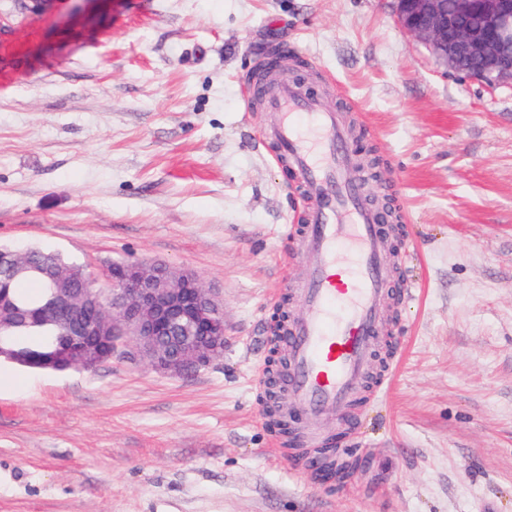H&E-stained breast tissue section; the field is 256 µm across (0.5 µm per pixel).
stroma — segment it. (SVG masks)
<instances>
[{"mask_svg": "<svg viewBox=\"0 0 512 512\" xmlns=\"http://www.w3.org/2000/svg\"><path fill=\"white\" fill-rule=\"evenodd\" d=\"M287 46L396 201L412 299L338 486L270 453L253 385L302 201L245 89ZM0 243L218 289L224 356L0 363V512H512V89L437 65L393 0H0Z\"/></svg>", "mask_w": 512, "mask_h": 512, "instance_id": "35a3bbf8", "label": "stroma"}]
</instances>
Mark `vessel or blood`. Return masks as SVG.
<instances>
[{
	"label": "vessel or blood",
	"instance_id": "vessel-or-blood-1",
	"mask_svg": "<svg viewBox=\"0 0 512 512\" xmlns=\"http://www.w3.org/2000/svg\"><path fill=\"white\" fill-rule=\"evenodd\" d=\"M269 114L263 131L274 162L288 163L301 186L302 222L292 231L289 264L304 266L290 292L296 306L274 338L286 367L259 371L256 385L276 382L283 408L301 425L276 441L280 459L308 469L326 459L333 430L356 434L368 401L385 394L390 364L382 312L396 279L388 246L391 209L374 207L357 173L354 132L341 113L294 83L272 82L259 96Z\"/></svg>",
	"mask_w": 512,
	"mask_h": 512
}]
</instances>
